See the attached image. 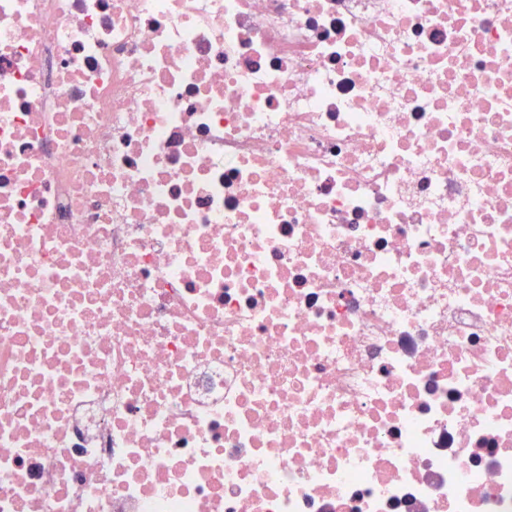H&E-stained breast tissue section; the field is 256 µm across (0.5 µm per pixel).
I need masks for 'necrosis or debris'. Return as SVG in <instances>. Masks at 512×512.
I'll list each match as a JSON object with an SVG mask.
<instances>
[{"label":"necrosis or debris","mask_w":512,"mask_h":512,"mask_svg":"<svg viewBox=\"0 0 512 512\" xmlns=\"http://www.w3.org/2000/svg\"><path fill=\"white\" fill-rule=\"evenodd\" d=\"M0 512H512V0H0Z\"/></svg>","instance_id":"1"}]
</instances>
